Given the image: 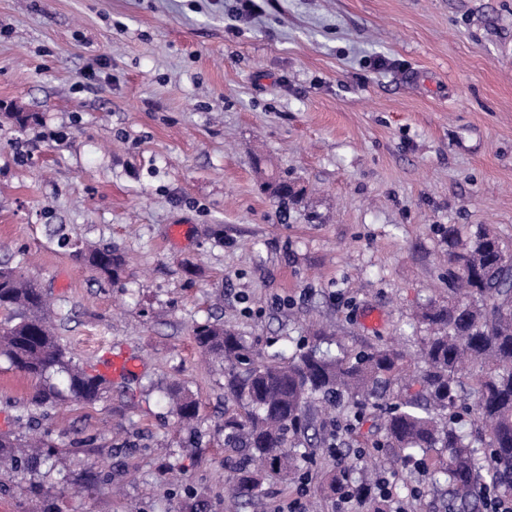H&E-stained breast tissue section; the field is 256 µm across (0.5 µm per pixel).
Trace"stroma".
I'll return each instance as SVG.
<instances>
[{"mask_svg":"<svg viewBox=\"0 0 512 512\" xmlns=\"http://www.w3.org/2000/svg\"><path fill=\"white\" fill-rule=\"evenodd\" d=\"M233 4L0 0V264L41 285L81 365L137 366L95 403L36 409L38 379L0 357V431L31 413L60 450L50 475L0 472V512H334L321 428L307 495L274 479L232 498L224 373L193 326L288 357L332 323L416 363L448 225L512 244V0H271L246 20ZM258 155L301 205L263 193ZM90 246L125 256L117 281ZM378 422L348 439L352 473L407 491L414 464L366 451ZM167 395L172 400V414L179 422L192 419L197 410V403L192 395L183 387L171 386Z\"/></svg>","mask_w":512,"mask_h":512,"instance_id":"stroma-1","label":"stroma"}]
</instances>
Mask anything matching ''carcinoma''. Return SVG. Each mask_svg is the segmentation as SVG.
Listing matches in <instances>:
<instances>
[{
	"label": "carcinoma",
	"instance_id": "1",
	"mask_svg": "<svg viewBox=\"0 0 512 512\" xmlns=\"http://www.w3.org/2000/svg\"><path fill=\"white\" fill-rule=\"evenodd\" d=\"M260 168V188L285 201L304 190ZM448 300L428 301L419 313L429 335L421 363L405 368L403 352L384 344L352 349L321 329L312 343L284 361L259 349L234 329L205 322L193 327L197 346L224 367V451L236 458L234 483L242 496L261 491L268 478L301 475L308 431L321 408L344 407L330 423L329 443L362 424L373 410L383 419L372 447L402 463L440 448L446 458L428 464L435 483L448 486L466 506L480 480L512 489V246L480 228L463 233L448 226ZM84 261L115 281L124 256L110 247L82 253ZM0 356L44 385L32 397L38 407L64 401H97L107 379L73 363L47 317L42 289L17 267H0ZM336 341V353L320 349ZM172 414L192 419L197 403L183 387L171 386ZM57 453L44 432L22 440L13 429L0 432V463L37 470Z\"/></svg>",
	"mask_w": 512,
	"mask_h": 512
}]
</instances>
